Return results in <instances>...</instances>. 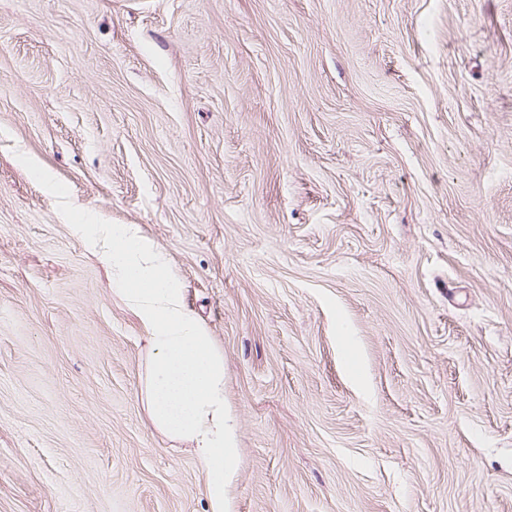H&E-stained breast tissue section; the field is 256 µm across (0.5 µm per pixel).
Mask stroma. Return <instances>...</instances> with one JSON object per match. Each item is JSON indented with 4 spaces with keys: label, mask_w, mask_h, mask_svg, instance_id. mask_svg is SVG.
<instances>
[{
    "label": "stroma",
    "mask_w": 512,
    "mask_h": 512,
    "mask_svg": "<svg viewBox=\"0 0 512 512\" xmlns=\"http://www.w3.org/2000/svg\"><path fill=\"white\" fill-rule=\"evenodd\" d=\"M87 209L224 356L226 512H512V0H0V512H211Z\"/></svg>",
    "instance_id": "obj_1"
}]
</instances>
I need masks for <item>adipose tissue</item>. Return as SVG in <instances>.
Here are the masks:
<instances>
[{"label":"adipose tissue","instance_id":"1","mask_svg":"<svg viewBox=\"0 0 512 512\" xmlns=\"http://www.w3.org/2000/svg\"><path fill=\"white\" fill-rule=\"evenodd\" d=\"M100 250L112 282L137 317L152 360L145 399L152 424L188 442L205 473L211 512H224V484L236 472V423L224 407V357L185 302L167 259L130 224L71 227Z\"/></svg>","mask_w":512,"mask_h":512}]
</instances>
